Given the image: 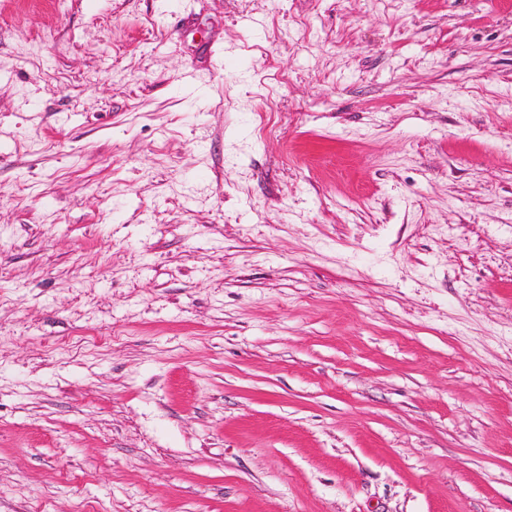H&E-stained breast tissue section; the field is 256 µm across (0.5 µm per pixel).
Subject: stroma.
<instances>
[{
  "label": "stroma",
  "mask_w": 512,
  "mask_h": 512,
  "mask_svg": "<svg viewBox=\"0 0 512 512\" xmlns=\"http://www.w3.org/2000/svg\"><path fill=\"white\" fill-rule=\"evenodd\" d=\"M0 512H512V0H0Z\"/></svg>",
  "instance_id": "stroma-1"
}]
</instances>
